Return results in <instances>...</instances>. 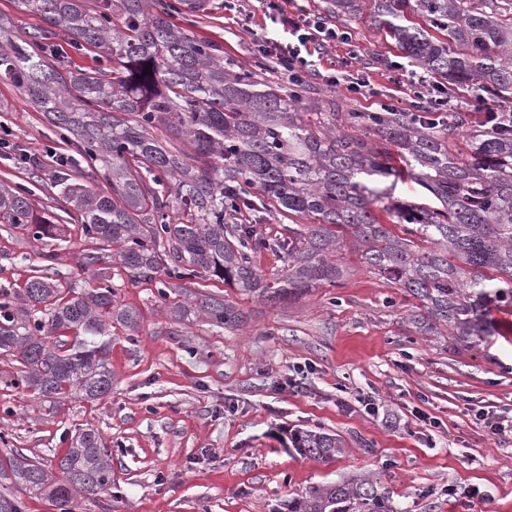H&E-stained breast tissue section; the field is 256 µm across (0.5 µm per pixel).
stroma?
I'll list each match as a JSON object with an SVG mask.
<instances>
[{"instance_id": "obj_1", "label": "stroma", "mask_w": 512, "mask_h": 512, "mask_svg": "<svg viewBox=\"0 0 512 512\" xmlns=\"http://www.w3.org/2000/svg\"><path fill=\"white\" fill-rule=\"evenodd\" d=\"M362 5L364 14L337 23L351 45L327 46L321 67L356 50L359 69L407 109L410 86L390 67L405 55L371 25V0ZM188 19L225 59L256 64L252 42L264 25L257 0H207ZM17 144L39 166L9 156ZM63 151L42 114L0 81V182L29 189L35 208L61 226L45 242L0 223V285L20 290L33 276L81 288L107 281L140 322L133 331L113 324L112 390L96 401L50 404L10 386L17 363L0 354V458L19 452L52 468L78 429L97 427L111 451L112 487L78 498L74 512H288L312 488L366 476L396 512H512V435L492 434L469 414L474 405L512 413V304L492 308L494 335L463 343L420 335L410 322L416 299L350 248L343 279L279 304L214 277L169 289L162 274L132 277L109 247L101 263L81 268L93 242L58 209L54 161ZM51 251L56 259L46 260ZM203 294L233 304L239 325L218 327L195 311L170 318L173 304L195 306ZM298 365L309 373L296 390L287 380ZM367 400L376 414L365 412ZM291 430L338 436L343 448L329 460L307 457Z\"/></svg>"}]
</instances>
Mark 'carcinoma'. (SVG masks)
<instances>
[{
    "mask_svg": "<svg viewBox=\"0 0 512 512\" xmlns=\"http://www.w3.org/2000/svg\"><path fill=\"white\" fill-rule=\"evenodd\" d=\"M42 25L26 35L0 15V80L27 96L73 154L89 181L64 172L59 198L84 234L118 248L120 267L150 281L160 269L177 280L213 276L242 296L271 304L344 277L349 242L362 264L419 301L412 324L424 335L488 336L484 311L512 301V130L489 122L469 150L452 148L455 112L442 122L415 112L314 113L302 118L305 83L282 93L251 69L226 70L224 50L173 21L170 0H15ZM372 22L448 89L512 101V0H373ZM360 0H328L337 18ZM417 14L425 25L401 24ZM66 40L108 67L75 73L49 59ZM149 72H144V67ZM180 136L173 152L153 131ZM433 202H403L385 185L401 172ZM103 179L108 190L98 186ZM396 219L399 230L376 210ZM267 213L305 218L279 240L254 236ZM0 223L54 239V216L37 213L28 191L0 186ZM429 244V248L420 243ZM277 249L285 273L269 279L253 254ZM213 325L242 315L224 301L197 302ZM139 312L105 283L76 290L34 276L17 293L0 287V350L16 356L22 385L42 399L95 400L112 390L109 322L130 330ZM70 342L50 343L59 331ZM299 448L313 458L341 451L339 440L307 431ZM60 476L16 454L0 461V512H22L17 493L73 512L74 498L112 488L110 450L97 429L74 436L58 459ZM294 512H394L377 482L361 478L314 488Z\"/></svg>",
    "mask_w": 512,
    "mask_h": 512,
    "instance_id": "carcinoma-1",
    "label": "carcinoma"
}]
</instances>
